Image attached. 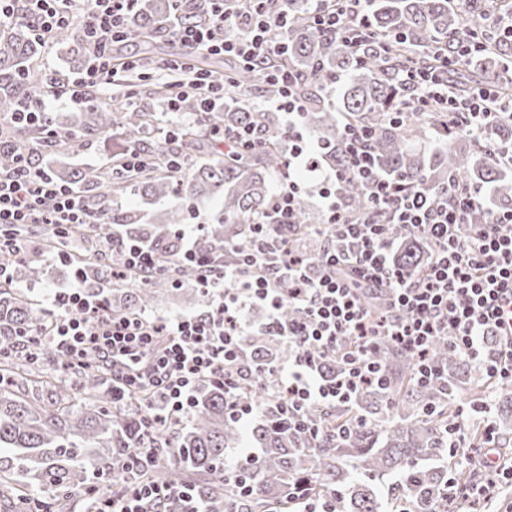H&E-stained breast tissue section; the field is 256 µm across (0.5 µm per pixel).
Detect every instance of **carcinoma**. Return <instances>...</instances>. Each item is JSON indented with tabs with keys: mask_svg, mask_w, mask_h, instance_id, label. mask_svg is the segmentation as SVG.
Wrapping results in <instances>:
<instances>
[{
	"mask_svg": "<svg viewBox=\"0 0 512 512\" xmlns=\"http://www.w3.org/2000/svg\"><path fill=\"white\" fill-rule=\"evenodd\" d=\"M298 16L287 35V53L274 64L300 75L297 93L305 101L304 124L316 140L327 145L322 160L335 169L348 163L343 128L352 120L371 130L368 147L376 166L388 177H404L431 195L453 179L492 191L503 209L512 205V173L496 165L486 149L469 140L465 151L449 142L420 148L416 142L431 135L429 117L402 110L410 89L399 77L408 62L418 66L448 67V81L464 93L477 77L485 78L505 67L512 52V33L502 30L478 37L471 35L468 20L450 5V0H371L370 28L381 33L378 42H360L350 49L340 40L313 31L301 19L307 0H291ZM208 3L185 5L176 0H137L130 21L131 35L154 39L171 35L177 20L196 21ZM56 44L66 49L71 63L82 62L86 35L72 26L52 33ZM480 44V51L466 54L463 48ZM41 38L22 15L0 24V116L9 117L22 100L36 102L47 90L65 94L71 81L65 72H28V63L38 54ZM224 85V109L199 112L194 100L185 98L180 111L192 121L174 128V136L144 144L142 134L156 121L153 112L126 107L110 109L97 94L85 97L82 111L73 115L67 137L72 140L102 138L119 128V142L112 163L121 166L128 148L136 144L149 160L142 171L127 173L112 182V189L141 195L154 208H140L112 217L118 229L108 228L100 238L143 243L155 249L169 271L149 278L146 288H109L112 272L123 269L118 245L112 253L102 248L93 255L84 277L86 295L108 313L119 317L142 315L152 309L154 294L173 288L172 277L187 284L180 289L184 310H192L204 296L197 281L200 268L181 260L182 242L170 228L183 220L181 198L191 203L205 199L220 209L194 240L192 250L213 265L235 264L250 253L259 235L288 239L294 250L314 259L320 247L317 216L299 203L289 224L258 227L268 211L274 178L288 173L287 137L277 113L244 102L242 88L264 83L256 71L228 64ZM26 84L22 96L19 85ZM249 127L259 145L232 156L212 151V159L200 162V128L205 132H230ZM34 128L15 125L12 147L0 151V172L14 169V158L26 153ZM489 138L499 145L512 143V120L493 127ZM182 162L174 173L166 162L172 156ZM42 170L53 178L85 193L105 181L100 169L72 167L45 154ZM336 196L346 211L360 214L366 201L358 182L347 177L336 183ZM397 243L392 262L416 277L428 269L432 250L425 238L403 224L387 226ZM0 266L16 275L0 280V512H63L81 503L90 512L96 499L119 493L124 486L110 475L125 469L136 477L157 483H186V473L199 479L189 484L197 503L206 512H299L305 498L328 503L332 512H433L435 503L454 479L455 488L466 493L483 482L476 461L463 466L464 456L474 457L483 430L468 431L471 447H448V430L455 427L464 408H479V400L460 397L459 389L483 388L487 378L472 361L448 348L438 336L428 347V357L437 378L428 385L418 382V358L387 339L374 352L384 374L381 385L364 389L351 401L336 405H313L306 409L317 434L295 430L278 410V400L268 398L266 380H249L242 393L264 409L261 424L253 430L260 444L258 458H240L236 467L224 470L228 453L240 440L239 422L226 410L224 373L218 371L196 388L190 423L174 441L161 443L160 429L150 420V410L125 411L117 405L136 399L127 392L115 393L107 373L94 355L73 365L44 338L37 360L17 347L15 331L29 329L44 315L34 313L29 298L16 280L30 283L43 279L47 270L40 257H21L7 245L0 246ZM360 301L377 316L387 311L383 291L362 286ZM247 361L266 365L288 360L293 351L277 336L245 338ZM320 371L334 379L343 369L334 357L311 354ZM34 378L41 396L28 399L18 390V380ZM156 450L154 459L139 463L145 450ZM20 483L30 489L24 497L6 494L2 486Z\"/></svg>",
	"mask_w": 512,
	"mask_h": 512,
	"instance_id": "carcinoma-1",
	"label": "carcinoma"
}]
</instances>
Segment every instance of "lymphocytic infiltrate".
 I'll return each mask as SVG.
<instances>
[{
  "mask_svg": "<svg viewBox=\"0 0 512 512\" xmlns=\"http://www.w3.org/2000/svg\"><path fill=\"white\" fill-rule=\"evenodd\" d=\"M212 2L211 21L183 25L174 38L187 53L202 50L234 57L245 66L265 69L268 79L279 83L280 95L271 105L284 116L290 175L273 195L270 211L278 221L290 220L301 196L295 173L310 167L311 146L301 121L304 101L296 92L298 75L269 65L285 46L278 33L288 23L289 2L274 0L272 7L255 11L241 7V0ZM72 3L0 0V22L21 10L47 36L72 22ZM132 5L133 0H90L83 6L88 61L77 84L106 86L120 75L111 46L127 39ZM309 23L320 34L348 40L369 29L365 0H313ZM403 77L411 88L407 109L424 113L441 105L449 129L463 126L478 134L500 117L494 84L459 96L436 73L409 65ZM344 135L348 167L330 175L329 186L319 192L331 232L316 259L294 251L288 242L273 248L263 241L242 265H202L199 284L218 295L217 304L210 311L175 318H115L82 289L59 291L45 309L55 346L74 360L95 354L114 386L154 395L157 424L187 415L197 385L219 370L229 414L241 421L257 415V407L237 393L241 379L252 374L243 363L247 336L287 341L292 357L269 372L285 394L284 412L299 425L308 406L345 402L366 386L382 383L373 359L381 336L420 357V383L434 375L424 361L430 342L444 336L452 351L474 361L502 387H512V335L503 328L512 320V209L496 208L485 223H468L469 212L482 202L479 187L447 186L437 199H428L408 181L391 180L378 171L365 145V129L348 127ZM346 175L358 180L368 203L362 216H350L336 196L333 185ZM89 222L81 194L34 168L30 156L17 155L13 171L0 174V228L47 224L59 239L66 237L70 225ZM390 224L408 225L432 244L433 259L423 277H412L392 264L386 233ZM285 278L293 286L284 294L278 284ZM359 280L387 289L386 317L375 318L362 305L355 287ZM287 301L303 308L305 321L282 322L280 310ZM253 303L265 310L255 327L243 316ZM336 350L344 370L329 380L320 375L311 355ZM174 498L187 504L193 500L191 492L165 484L133 483L123 495L100 501L97 512H161Z\"/></svg>",
  "mask_w": 512,
  "mask_h": 512,
  "instance_id": "f902f5d3",
  "label": "lymphocytic infiltrate"
}]
</instances>
